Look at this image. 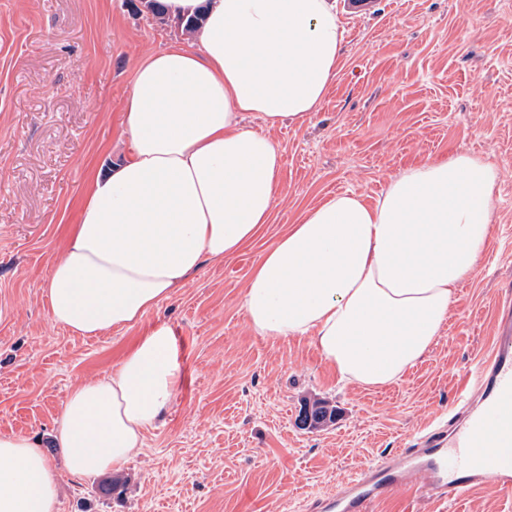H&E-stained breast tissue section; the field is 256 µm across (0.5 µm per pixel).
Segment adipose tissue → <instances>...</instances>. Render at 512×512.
Instances as JSON below:
<instances>
[{"label":"adipose tissue","mask_w":512,"mask_h":512,"mask_svg":"<svg viewBox=\"0 0 512 512\" xmlns=\"http://www.w3.org/2000/svg\"><path fill=\"white\" fill-rule=\"evenodd\" d=\"M198 18L191 46L147 54L121 114L124 149L90 174L47 281L54 323L81 336L135 327L207 261L269 223L282 167L271 138L302 125L340 70L336 0H162ZM499 167L454 154L392 176L375 204L344 192L307 208L252 269L244 318L305 337L341 381L380 388L425 359L490 244ZM180 381L175 333L146 330L101 379L73 389L49 434L71 473L121 469ZM41 442L0 434V512H55Z\"/></svg>","instance_id":"1"}]
</instances>
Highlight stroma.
I'll list each match as a JSON object with an SVG mask.
<instances>
[{
	"mask_svg": "<svg viewBox=\"0 0 512 512\" xmlns=\"http://www.w3.org/2000/svg\"><path fill=\"white\" fill-rule=\"evenodd\" d=\"M341 26L343 67L317 112L271 129L244 116L282 154L257 241L203 265L135 328L88 337L52 321L46 279L93 166L121 150L136 64L188 35L144 0H0V433L47 441L74 387L108 375L156 323L179 349L172 403L121 470L76 477L47 449L57 512H284L447 417L488 355L496 291L512 285V0H380ZM464 152L500 169L489 249L399 383H344L308 339L248 328V276L306 208L345 191L375 203L400 170ZM314 399L338 416L308 429ZM431 512H512V496L488 485Z\"/></svg>",
	"mask_w": 512,
	"mask_h": 512,
	"instance_id": "stroma-1",
	"label": "stroma"
}]
</instances>
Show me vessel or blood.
<instances>
[{
	"label": "vessel or blood",
	"instance_id": "vessel-or-blood-1",
	"mask_svg": "<svg viewBox=\"0 0 512 512\" xmlns=\"http://www.w3.org/2000/svg\"><path fill=\"white\" fill-rule=\"evenodd\" d=\"M491 353L467 373L446 425L375 460L332 494L308 500V512H369L398 491L449 503L487 483L512 495V289L495 297Z\"/></svg>",
	"mask_w": 512,
	"mask_h": 512
}]
</instances>
